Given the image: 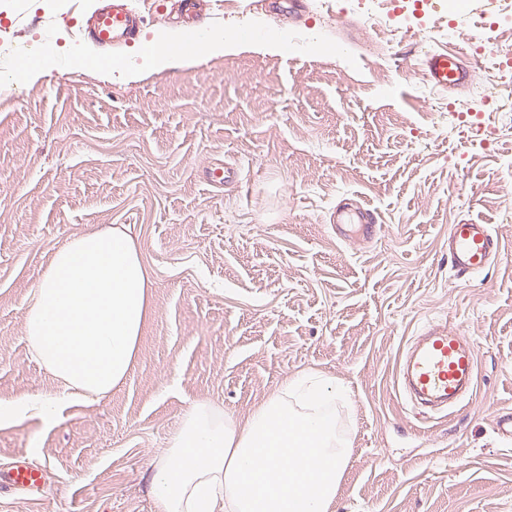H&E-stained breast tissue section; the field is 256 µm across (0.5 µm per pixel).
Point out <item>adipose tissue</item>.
<instances>
[{
	"label": "adipose tissue",
	"instance_id": "1",
	"mask_svg": "<svg viewBox=\"0 0 512 512\" xmlns=\"http://www.w3.org/2000/svg\"><path fill=\"white\" fill-rule=\"evenodd\" d=\"M214 36L202 54L147 48L141 69L189 67L231 49ZM149 277L119 230L73 237L53 254L26 316L27 342L65 387L87 399L123 382L148 316ZM342 386L295 375L242 421L193 404L154 464L156 512H329L350 456Z\"/></svg>",
	"mask_w": 512,
	"mask_h": 512
}]
</instances>
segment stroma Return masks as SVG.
I'll list each match as a JSON object with an SVG mask.
<instances>
[{
  "label": "stroma",
  "instance_id": "stroma-1",
  "mask_svg": "<svg viewBox=\"0 0 512 512\" xmlns=\"http://www.w3.org/2000/svg\"><path fill=\"white\" fill-rule=\"evenodd\" d=\"M138 42L91 68L75 0H0L24 18L0 51L52 65L33 83L0 81V402L62 398L55 423L0 424V470L47 466L51 487L0 494V512H155L153 464L185 409L209 401L245 419L298 372L349 389L351 455L334 512H512V67L481 59L474 83L445 95L422 79L410 32L458 51L481 37L512 50V24L481 21L483 0L378 30L388 0H306L298 21L213 0L209 31L236 51L189 68L112 82L141 44L178 37L152 9ZM51 18L52 36L38 20ZM484 106L490 134H459L463 106ZM239 170L217 186L206 169ZM380 216L370 242L337 241L329 217L345 196ZM492 226L504 252L455 278L449 225ZM119 229L150 278V313L124 382L96 403L66 397L34 357L25 319L54 251L74 236ZM478 345L474 394L418 414L395 383L396 360L428 324Z\"/></svg>",
  "mask_w": 512,
  "mask_h": 512
}]
</instances>
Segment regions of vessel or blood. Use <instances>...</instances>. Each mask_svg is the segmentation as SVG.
<instances>
[{
	"mask_svg": "<svg viewBox=\"0 0 512 512\" xmlns=\"http://www.w3.org/2000/svg\"><path fill=\"white\" fill-rule=\"evenodd\" d=\"M156 14L177 15L184 27H194L200 18L210 16L211 0H152ZM140 17L129 0H95L84 12L79 36L96 49L92 63L106 60L107 50L136 40ZM416 66L435 90L448 92L470 85L475 66L458 53L433 49L416 57ZM333 229L338 238L359 235L373 239L380 230L373 209L360 199L340 204ZM503 252V244L491 225L468 219L448 227V261L455 276L467 279L486 269ZM478 348L461 330L438 323L413 337L402 351L397 365V382L403 393L417 405L429 409H450L476 386ZM47 467L17 459L8 471L0 472V489L23 497L47 492Z\"/></svg>",
	"mask_w": 512,
	"mask_h": 512,
	"instance_id": "obj_1",
	"label": "vessel or blood"
}]
</instances>
